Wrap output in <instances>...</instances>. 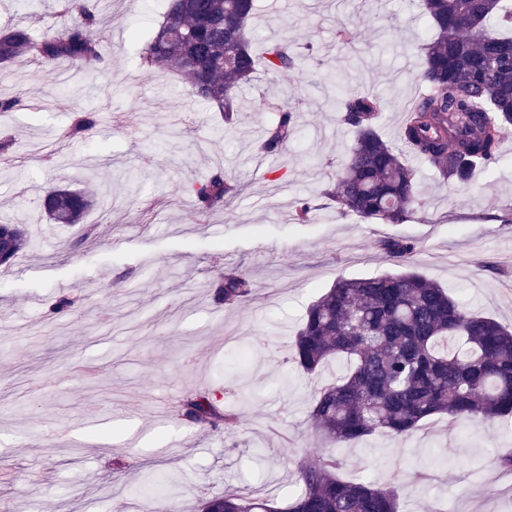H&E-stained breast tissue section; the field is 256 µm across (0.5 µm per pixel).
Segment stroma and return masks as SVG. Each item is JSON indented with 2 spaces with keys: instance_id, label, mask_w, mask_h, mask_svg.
<instances>
[{
  "instance_id": "obj_1",
  "label": "stroma",
  "mask_w": 512,
  "mask_h": 512,
  "mask_svg": "<svg viewBox=\"0 0 512 512\" xmlns=\"http://www.w3.org/2000/svg\"><path fill=\"white\" fill-rule=\"evenodd\" d=\"M54 0H0V26L43 38L62 28ZM419 0H258L254 34L289 30L311 52L303 71L259 73L245 108L224 122L169 72L140 61L167 0H101L105 66L94 79L18 59L0 71V98L19 97L0 136L15 163L0 178V222L24 225L29 247L0 266V512H201L205 498L239 487L286 503L298 486L292 458L327 449L308 422L319 388L291 362L306 307L337 277L395 271L378 247L406 237L417 270L467 307L512 324V130L495 163L468 182L440 179L416 157L425 206L401 224L342 212L328 190L355 133L329 103L321 73L345 74L342 90L379 97V130L400 144L405 109L421 97V47L430 22ZM354 30L344 44L339 27ZM299 114L280 155L259 152L277 107ZM96 133L68 139L79 112ZM238 184L224 209L193 221L190 183L214 172ZM53 186L90 190L87 223H50L38 199ZM308 201V223L292 219ZM254 294L227 309L209 290L228 269ZM67 312L51 316L62 294ZM198 393L241 414L231 436L191 425L174 409ZM512 448V428L487 421L448 428L425 421L398 440L380 433L341 449L342 478L403 484V512H512V475L491 461ZM130 468L116 469V458ZM428 468L427 483L410 474Z\"/></svg>"
}]
</instances>
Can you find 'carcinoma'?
I'll use <instances>...</instances> for the list:
<instances>
[{"mask_svg":"<svg viewBox=\"0 0 512 512\" xmlns=\"http://www.w3.org/2000/svg\"><path fill=\"white\" fill-rule=\"evenodd\" d=\"M430 21L420 79L427 94L409 109L400 137L412 153L442 178L469 180L473 167L497 158L501 133L512 127V35L491 22L512 24L507 0H422ZM58 14L78 19L53 35L34 39L27 30L0 29V67L26 56L40 64L65 60L87 76L103 61L96 8L58 0ZM255 0H170L142 64L170 69L194 95L231 119L238 90L249 83L258 62L250 23ZM267 73L303 69L306 54L288 35L262 51ZM340 120L355 131L347 161L328 194L345 210L368 220L405 222L424 201L414 172L377 131L381 102L371 96L341 94L332 102ZM278 121L266 131L262 149L282 151L296 131L298 115L280 106ZM99 116L81 112L71 133L95 129ZM194 216L224 208L239 194L236 183L216 172L191 183ZM41 207L54 224H81L94 207L86 190L51 188ZM29 244L21 224L0 225V263L13 261ZM380 247L400 269L369 278H338L307 308L293 340V363L315 375L341 359L345 373L321 387L309 412L319 436L352 447L377 433L410 437L427 419L448 426L478 418L512 424V328L466 309L444 287L411 266L417 245L394 237ZM253 294L248 276L224 271L214 299L234 307ZM183 419L226 434L240 425L237 412L220 409L208 396L182 405ZM334 455L296 462L299 492L281 506L243 489H225L203 504L202 512H401V484L341 480Z\"/></svg>","mask_w":512,"mask_h":512,"instance_id":"1","label":"carcinoma"}]
</instances>
